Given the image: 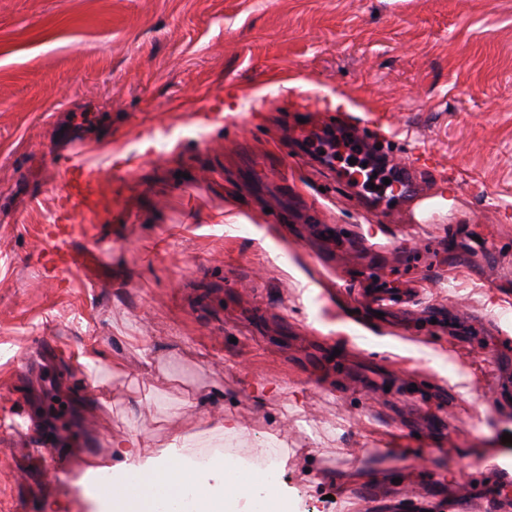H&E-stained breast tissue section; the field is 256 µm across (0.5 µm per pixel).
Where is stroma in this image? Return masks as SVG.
I'll use <instances>...</instances> for the list:
<instances>
[{
    "label": "stroma",
    "mask_w": 512,
    "mask_h": 512,
    "mask_svg": "<svg viewBox=\"0 0 512 512\" xmlns=\"http://www.w3.org/2000/svg\"><path fill=\"white\" fill-rule=\"evenodd\" d=\"M327 145L430 207L332 181ZM66 148L103 171L73 272ZM230 417L298 512H512V0H0V512H98L113 436L218 451ZM71 233L65 229L54 239L53 255L56 263L66 270H77L81 267L83 254L73 250L70 244Z\"/></svg>",
    "instance_id": "obj_1"
}]
</instances>
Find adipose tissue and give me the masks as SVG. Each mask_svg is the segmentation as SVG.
<instances>
[{"mask_svg": "<svg viewBox=\"0 0 512 512\" xmlns=\"http://www.w3.org/2000/svg\"><path fill=\"white\" fill-rule=\"evenodd\" d=\"M185 445L182 434H173L170 454L145 459L136 436L114 440L111 461L88 470L92 476L100 471L112 476L101 497L102 512H157L161 503L169 512H183L187 501L192 512H289L290 498L279 482L246 466L216 462L197 469L192 456L182 454Z\"/></svg>", "mask_w": 512, "mask_h": 512, "instance_id": "ef3b65f1", "label": "adipose tissue"}]
</instances>
